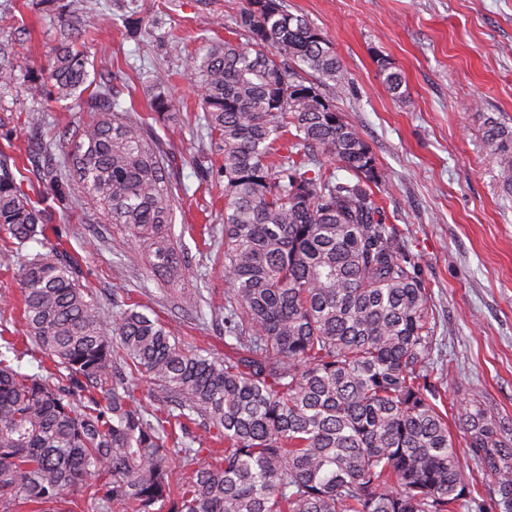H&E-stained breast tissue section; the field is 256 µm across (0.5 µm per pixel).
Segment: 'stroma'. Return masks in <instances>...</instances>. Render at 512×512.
I'll return each instance as SVG.
<instances>
[{
    "label": "stroma",
    "mask_w": 512,
    "mask_h": 512,
    "mask_svg": "<svg viewBox=\"0 0 512 512\" xmlns=\"http://www.w3.org/2000/svg\"><path fill=\"white\" fill-rule=\"evenodd\" d=\"M243 0H0V47L11 53L17 81L0 88V161L45 211L50 244L77 264L81 284L96 293L104 321L134 300L176 327L185 347L224 353L223 187L204 182L221 158L201 119L199 89L186 73L188 56L213 41L238 39ZM331 43L348 80L327 88L345 121L367 141L380 180L373 191L387 223L398 225L431 289L437 340L430 352L438 407L448 415L462 470L476 478L483 500L494 484L467 450L457 412L479 393L512 420V198L482 139L486 118L512 119V0H284ZM70 40L87 60L88 80L73 96L32 97L56 49ZM399 70L404 96L380 74ZM170 93L175 109L162 119L146 88ZM134 108L144 125L168 140V175L180 184L171 233L184 276L170 283L135 249L124 229L107 223L96 204L74 196L58 203L41 179L62 165L59 133L91 121L88 106L102 87ZM43 121L33 127L29 113ZM204 312L183 313V294ZM21 282L0 263V327L20 337ZM452 365L453 375L439 368Z\"/></svg>",
    "instance_id": "1"
}]
</instances>
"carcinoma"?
<instances>
[{
	"instance_id": "obj_1",
	"label": "carcinoma",
	"mask_w": 512,
	"mask_h": 512,
	"mask_svg": "<svg viewBox=\"0 0 512 512\" xmlns=\"http://www.w3.org/2000/svg\"><path fill=\"white\" fill-rule=\"evenodd\" d=\"M239 28L244 41L187 59L223 156L224 357L183 348L171 324L136 305L107 331L71 257L21 255L47 243L46 214L0 165V224L13 236L0 260L19 264L21 322L43 355L29 371L0 335V512H72L74 492L95 512H456L476 501L433 402L431 294L374 199L367 143L321 91L346 82L340 60L283 0H245ZM381 75L402 95L399 72L383 64ZM87 78L83 54L56 52L47 81L57 99ZM147 93L158 115L172 111L163 89ZM99 98L98 116L61 133L72 177L47 169L42 180L60 203L77 192L99 203L174 282L167 143L118 99ZM482 138L512 197V124L489 117ZM138 375L178 413L148 412ZM196 419L224 438V459L175 487L170 462L192 453L175 429ZM457 422L494 482V507L512 512V424L476 392Z\"/></svg>"
}]
</instances>
